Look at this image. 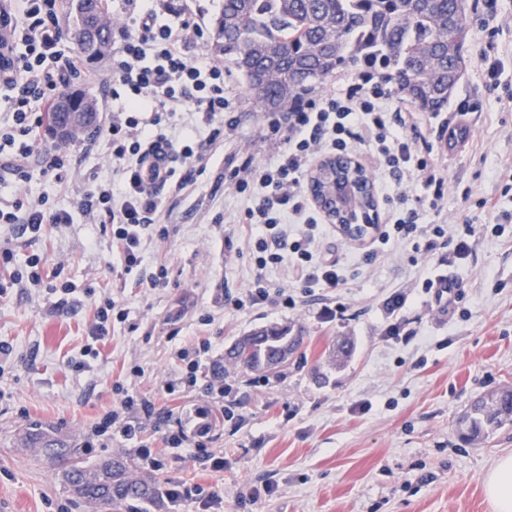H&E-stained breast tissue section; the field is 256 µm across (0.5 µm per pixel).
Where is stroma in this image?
<instances>
[{
  "instance_id": "obj_1",
  "label": "stroma",
  "mask_w": 512,
  "mask_h": 512,
  "mask_svg": "<svg viewBox=\"0 0 512 512\" xmlns=\"http://www.w3.org/2000/svg\"><path fill=\"white\" fill-rule=\"evenodd\" d=\"M470 15L467 71L444 117L466 125L479 148H452L437 129L425 132L447 180L449 223L488 222L475 199L497 200L503 231L477 235L468 258L426 257L391 244L368 266L365 245L330 224L321 250L346 268L342 288L311 289L292 308L236 307L255 269L247 227L224 237L248 204L225 184L224 160L244 151L264 166L278 146L264 139L263 113L229 67L224 76L237 102V133L207 150L183 190H164L169 234L146 243L149 266L168 269L166 286L123 274L110 235L93 221L48 224L35 238L0 228V247L13 250L17 267L39 255L73 287L63 296L22 283L0 297V340L13 345L0 360V512H86L46 462L22 447L21 436L34 425L83 447L89 464L135 457L140 446L162 449L152 469L162 489H214L223 499L218 512H493L483 477L496 457L512 452V425L467 444L458 421L479 397L512 388V100L485 83L477 59L481 12ZM69 150L66 181L37 173L21 186L5 174L0 201L23 189L68 207L93 178L119 180L99 133ZM443 274L461 293L447 310L422 288L425 278ZM393 292L408 303L395 320L401 334L392 338L382 303ZM107 297L128 316L112 321L98 341L91 330ZM331 301L345 306L344 318L322 316ZM270 324L304 336L287 364L254 374L228 362L235 339ZM348 337L357 351L335 367L336 347ZM202 338L214 352L192 386L182 382L184 364L175 352ZM89 347L97 356L86 355ZM168 382L175 385L170 395L163 391ZM128 395L149 406L136 415L140 442L97 440L99 418ZM200 407L207 411L203 448L190 441L165 447V433L188 427ZM214 452L223 454V470H210Z\"/></svg>"
}]
</instances>
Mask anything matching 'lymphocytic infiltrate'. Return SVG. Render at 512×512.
I'll use <instances>...</instances> for the list:
<instances>
[{
  "label": "lymphocytic infiltrate",
  "instance_id": "f902f5d3",
  "mask_svg": "<svg viewBox=\"0 0 512 512\" xmlns=\"http://www.w3.org/2000/svg\"><path fill=\"white\" fill-rule=\"evenodd\" d=\"M64 0H0V155L11 176L20 182L31 174L27 164L44 124L47 103L56 100L86 69L74 54L60 26ZM127 20L118 32L107 83L118 102L102 133L119 165V182L93 181L69 208L50 205L47 195L19 193L0 203V224L21 234L38 236L43 225L70 224L81 215L109 225L120 250L124 273L148 272L157 288L167 282L166 267L147 268L144 235L155 229L163 209L160 195L148 191L144 172L150 149L170 150L174 165L166 186L182 187L207 148L229 138L238 126L236 105L224 90V67L200 63L186 54L203 40L201 27L189 19L171 24L162 0H121ZM389 88L365 74L353 76L340 89L296 101L286 112H268L262 119L267 140L277 143L273 163L259 168L250 155L226 160L224 179L250 204L240 223L250 228V245L258 274L247 291L251 305L295 306L297 291L336 290L347 278L337 260L318 255L322 217L309 202L303 181L310 165L324 155L364 151L370 166L386 178L381 187L387 222L365 253L374 264L388 244L410 246L426 255L452 248L458 258L472 251L476 230L465 225L449 233L445 223L427 224L425 210L439 211L446 181L438 175L433 148L420 130L431 127L429 112L389 109ZM185 111L190 133L175 137L172 118ZM421 183L424 196L407 188ZM288 265L298 289L269 288L263 271Z\"/></svg>",
  "mask_w": 512,
  "mask_h": 512
}]
</instances>
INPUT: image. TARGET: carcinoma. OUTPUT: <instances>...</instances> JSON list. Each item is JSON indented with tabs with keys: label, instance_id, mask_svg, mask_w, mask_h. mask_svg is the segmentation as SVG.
<instances>
[{
	"label": "carcinoma",
	"instance_id": "obj_1",
	"mask_svg": "<svg viewBox=\"0 0 512 512\" xmlns=\"http://www.w3.org/2000/svg\"><path fill=\"white\" fill-rule=\"evenodd\" d=\"M76 52L96 60L110 52L112 16L106 0H67ZM469 0H224L213 22L212 48L242 77L268 112H279L341 71H367L422 112L448 109L467 68ZM98 103L67 91L47 115L59 146L94 133ZM301 344L286 325L249 333L245 355L228 352L245 372L266 373ZM492 391L462 419L465 438L478 441L512 424V400ZM23 444L57 467L88 512H131L159 498V480L122 456L86 464L81 449L43 426Z\"/></svg>",
	"mask_w": 512,
	"mask_h": 512
}]
</instances>
